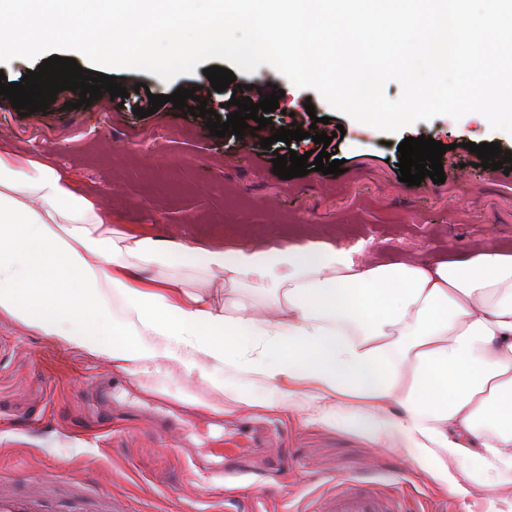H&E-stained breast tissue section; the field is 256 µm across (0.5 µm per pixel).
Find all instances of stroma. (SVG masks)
<instances>
[{"instance_id": "stroma-1", "label": "stroma", "mask_w": 512, "mask_h": 512, "mask_svg": "<svg viewBox=\"0 0 512 512\" xmlns=\"http://www.w3.org/2000/svg\"><path fill=\"white\" fill-rule=\"evenodd\" d=\"M115 76L123 87L146 89L134 99L105 94L88 107L64 90L28 116L0 95V141L72 171L121 223L228 249L366 240L382 262L512 250V174L478 167L467 148L496 142L512 152L511 135L475 120L461 135L447 115L384 133L332 109L315 90L289 88L263 65L237 72L236 81L255 102L284 90L271 126L218 138L204 118L169 103L145 118L132 111L180 87L220 110L225 96L202 69L170 82L131 69ZM315 116L320 124H312ZM281 126L332 135L344 173L274 175L275 154L260 141ZM422 135L447 147L445 182L398 179L399 144ZM367 431L357 419L319 428L285 408L240 410L174 371L145 385L0 312V494L38 492L47 512H329L351 485L402 499L408 512H512V476L495 475L480 497L453 493L431 466L391 448L364 465ZM248 434V474L207 471L217 448Z\"/></svg>"}]
</instances>
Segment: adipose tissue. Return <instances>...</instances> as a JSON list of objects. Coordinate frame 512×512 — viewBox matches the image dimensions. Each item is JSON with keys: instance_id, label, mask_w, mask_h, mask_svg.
<instances>
[{"instance_id": "obj_1", "label": "adipose tissue", "mask_w": 512, "mask_h": 512, "mask_svg": "<svg viewBox=\"0 0 512 512\" xmlns=\"http://www.w3.org/2000/svg\"><path fill=\"white\" fill-rule=\"evenodd\" d=\"M113 222L74 176L0 142V312L144 383L169 363L243 409L363 418L373 449L466 496L512 472V254L376 263L362 242L227 251ZM169 262L223 272V299Z\"/></svg>"}]
</instances>
